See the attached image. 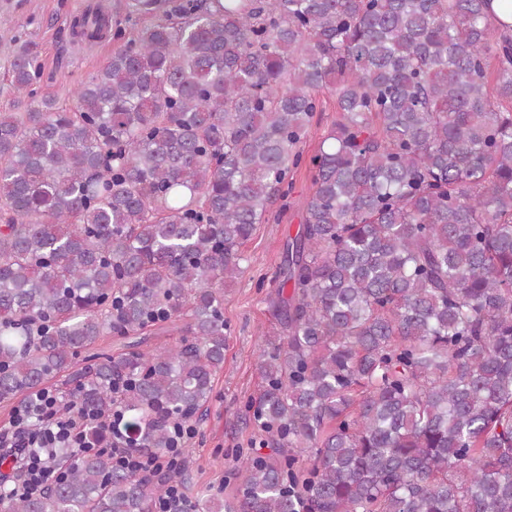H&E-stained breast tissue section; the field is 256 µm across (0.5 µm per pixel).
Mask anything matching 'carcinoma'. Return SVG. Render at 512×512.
Returning <instances> with one entry per match:
<instances>
[{
    "label": "carcinoma",
    "instance_id": "cac0c4a2",
    "mask_svg": "<svg viewBox=\"0 0 512 512\" xmlns=\"http://www.w3.org/2000/svg\"><path fill=\"white\" fill-rule=\"evenodd\" d=\"M486 2L129 0L152 18L129 37L100 4L79 35L120 45L70 109L34 99L40 53L17 44L0 401L65 376L146 455L195 424L224 369L242 246L329 92L340 115L309 158L268 293L278 336L244 405L274 451L239 458L236 494L190 512H512V38ZM53 458L64 479L0 512H152L183 476Z\"/></svg>",
    "mask_w": 512,
    "mask_h": 512
}]
</instances>
